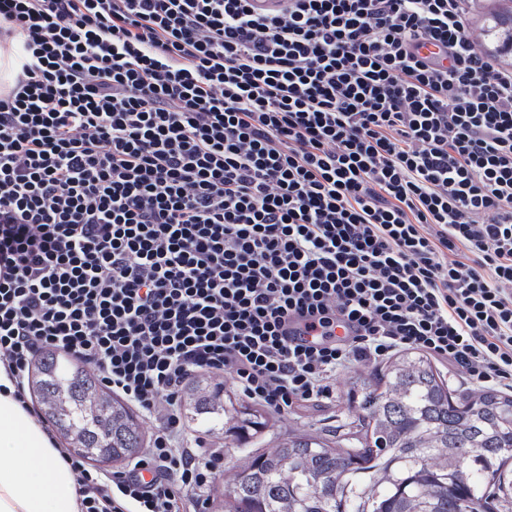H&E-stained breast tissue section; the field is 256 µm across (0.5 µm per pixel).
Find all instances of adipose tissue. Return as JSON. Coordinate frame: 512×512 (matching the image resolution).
Masks as SVG:
<instances>
[{"instance_id": "obj_1", "label": "adipose tissue", "mask_w": 512, "mask_h": 512, "mask_svg": "<svg viewBox=\"0 0 512 512\" xmlns=\"http://www.w3.org/2000/svg\"><path fill=\"white\" fill-rule=\"evenodd\" d=\"M0 365V512H78L70 466Z\"/></svg>"}]
</instances>
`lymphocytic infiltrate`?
Instances as JSON below:
<instances>
[{
	"instance_id": "lymphocytic-infiltrate-1",
	"label": "lymphocytic infiltrate",
	"mask_w": 512,
	"mask_h": 512,
	"mask_svg": "<svg viewBox=\"0 0 512 512\" xmlns=\"http://www.w3.org/2000/svg\"><path fill=\"white\" fill-rule=\"evenodd\" d=\"M473 2L0 0V364L69 355L154 428L71 460L80 512L215 487L197 371L280 414L400 348L512 389V70ZM485 1L484 3V9L478 13L473 14L469 21V30L477 37V40L479 41V48L480 50L486 54L491 56L490 54L494 53V47L496 44L491 45L487 42V38L485 36L484 31V24H487L486 20L491 18V15L493 13L499 12L502 10V8H509L508 13L510 11V18L512 15V0L507 2L508 0H482Z\"/></svg>"
}]
</instances>
